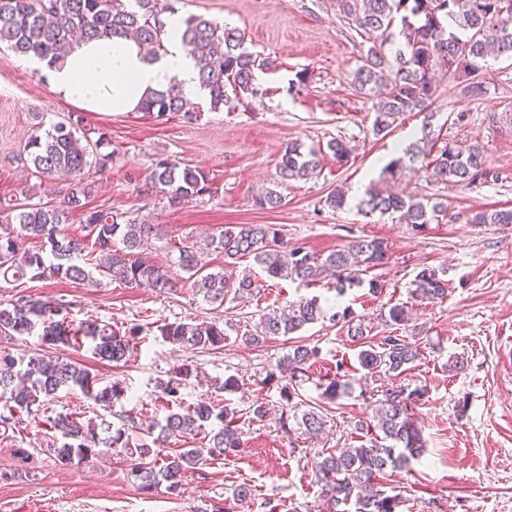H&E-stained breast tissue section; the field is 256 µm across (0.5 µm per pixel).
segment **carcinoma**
Returning a JSON list of instances; mask_svg holds the SVG:
<instances>
[{
  "label": "carcinoma",
  "instance_id": "cac0c4a2",
  "mask_svg": "<svg viewBox=\"0 0 512 512\" xmlns=\"http://www.w3.org/2000/svg\"><path fill=\"white\" fill-rule=\"evenodd\" d=\"M343 21L360 35L372 37L352 75L354 87L371 96L384 87L386 93L372 105L374 134L387 135L401 116L424 112L435 96L434 75L442 68L448 77L462 84L465 94L486 90L492 62L512 57V0H338ZM175 14L171 0H0V44L5 43L18 55H34L57 61L77 40H89L103 34H134L153 54L164 47L165 14ZM180 39L198 69L200 84L208 90L212 109L235 108L257 93L255 70L271 69L274 62L245 47V33L202 16L183 19ZM142 110L158 118L180 114L187 121L195 117V107L185 97L169 90L154 93ZM96 137H91V134ZM439 135L430 123L421 129L420 143L391 159L381 170L380 181L395 182L408 170L423 171L434 184L470 186L496 182L501 173L488 164L483 147L473 143L462 149L451 141L437 145ZM111 141L107 132L83 128V119L50 123L44 133L28 142L26 163L37 177L63 178L56 184L53 197L25 196L11 206L10 220L19 225L17 235H0V274L15 280L40 281L48 277L101 285L95 275L119 282L127 288H151L160 293L173 290L177 279L191 283L195 295L220 308L233 291L248 295L258 287V279L244 275L231 285L224 270L208 272L203 258L209 252L224 256V264L253 262L270 280L293 278L307 287H315L326 277L328 284L343 295L351 288H366L372 294L382 292L385 282L378 276L364 275L386 265L387 244L380 238L359 237L343 248L320 255L301 246L288 248L282 229L275 224H226L202 243H170L177 256L174 270L157 266L140 255L151 238L164 236L158 224L126 212L90 208L87 199L92 183L86 170H102L112 164ZM336 162L344 166L350 157L346 141L335 138L327 144ZM321 171V149L291 141L283 149L278 163L279 184L310 180ZM144 192L155 194L178 207L193 197L211 193L207 173L189 164L159 159L143 180ZM285 197L275 188L263 189L256 205L276 210ZM358 209L369 214L398 213L405 224L423 229L429 224L448 221V204L428 194H398L370 186L358 202ZM81 216L83 238L71 237L66 228L73 215ZM471 224H512V209L477 211ZM33 239L41 249L24 247ZM92 243H87V240ZM94 262L84 263V254ZM445 270L426 265L416 274L412 286L417 299L429 304L448 297ZM69 301L38 293L22 294L5 307L0 306V337L37 334L49 348L71 347L86 339L102 361L115 364L126 361L134 348L138 328L124 331L97 319L77 325L63 316ZM410 319L408 307L392 305L384 315L386 334L375 337L374 324L350 307L331 312L318 297H304L260 316L253 329L241 336L251 346H259L272 336L288 337L305 326L330 322L346 332L359 346L358 361L363 378L380 383L375 393L378 408L372 419L360 421L359 429L374 433L369 444L322 452L314 456L312 469L331 504L339 507L354 503L355 512H398L403 503L398 494H390L377 477L387 469L408 467L425 448L422 429L417 426L414 407L424 390L402 380L416 361L420 349L399 334ZM232 324L222 316L192 323H168L161 335L185 350H218L228 339ZM319 358L315 346H292L281 365L288 382L281 386L286 405L294 404L298 388L311 366ZM190 375L186 365L172 369L167 379L157 383L162 399L176 409L164 421L128 420L127 426L112 429V423L80 421L77 416L59 414L50 423V450L57 460L68 464L78 459L104 454L112 448H135L128 478L139 490L151 493L167 483L169 493L180 492L185 471L196 467L204 455L227 457L242 447L241 419L260 422L267 416L265 405L254 402L241 411L221 399L201 401L182 407L179 389ZM353 369L344 361L323 376L321 396L333 402L350 388ZM90 370L78 362L51 359L36 354L16 359L0 354V396L5 398L0 422L9 423L17 413L37 417L63 388H78L95 404L105 407L124 395L119 384L95 388ZM218 428H210L213 422ZM302 434L309 438L322 432L326 420L316 407L302 413ZM207 437L199 448H181L174 454H162L171 437L185 440Z\"/></svg>",
  "mask_w": 512,
  "mask_h": 512
}]
</instances>
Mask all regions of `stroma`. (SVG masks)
<instances>
[{
	"instance_id": "1",
	"label": "stroma",
	"mask_w": 512,
	"mask_h": 512,
	"mask_svg": "<svg viewBox=\"0 0 512 512\" xmlns=\"http://www.w3.org/2000/svg\"><path fill=\"white\" fill-rule=\"evenodd\" d=\"M175 8L184 18L201 15L242 30L250 50L275 61L274 70L257 72V95L248 105L231 109L214 110L199 102L191 122L177 114L159 119L141 111L82 113L58 97L45 76L21 67L16 54L0 49V234L14 229L7 221L9 204L40 189L24 161L37 120L56 122L78 112L85 128L104 129L112 139L110 169L90 173L96 185L90 203L162 225L165 237L153 240L145 253L150 262L169 266L171 242L199 241L227 224H276L289 242L321 254L355 236L384 239L390 255L382 270L386 286L378 294L352 288L340 296L293 279L267 281L250 300L225 299L222 311L236 333L223 349L185 351L163 339L159 328L210 316V304L190 287L159 294L114 282L98 287L0 277L2 304L22 292L62 297L71 302L66 315L73 322L99 319L138 329L129 361L118 368L97 361L90 344L58 347L57 356L87 367L100 385L120 382L124 396L107 408L81 392L63 390L50 402L47 417L78 414L110 421L116 429L130 416L163 420L166 410L157 383L182 363L196 370L180 389L183 405L219 398L220 384L231 376L239 381L238 390L227 395L232 405L245 408L259 400L269 410L264 421L244 424L237 456L204 457L183 475L176 495L163 486L144 495L132 486L127 480L131 456L124 448L74 465L60 463L46 446L45 419L17 414L10 424L0 423V512H330L311 459L326 449L364 443L356 423L374 414V400L354 385L351 393L326 405L321 439H300L296 420L280 422L277 384L264 382L287 354V342L276 337L254 348L238 336L263 311L313 295L324 306H348L375 322L393 304L409 308L403 334L419 346L422 357L406 381L426 391L416 409L426 448L408 468L382 478L401 495L400 512H512V224L464 220L475 210L512 208V122L503 115L512 104V59L495 64L490 89L478 99L460 94L447 76L437 77L433 126L458 144L484 145L489 163L503 178L473 186L403 178L397 189L448 201V223L415 230L390 216H366L357 209L358 198L378 181L382 167L419 135L424 117L408 114L386 137L373 135L371 101L350 83L364 43L340 17L336 0H176ZM301 71L307 74L305 85L298 93L289 92V80ZM460 112L467 115L462 124L455 121ZM337 137L346 138L352 148L346 165L325 155L318 177L283 188V207L268 211L255 206L257 191L276 181L278 159L288 142L323 147ZM165 157L205 170L212 194L176 209L146 196L142 179ZM335 189L345 191L347 205L336 211L322 207L321 198ZM425 265L445 269V302L427 305L413 298L412 282ZM302 340L320 351L299 390L306 403L314 404L321 394L320 378L337 361L355 362L359 348L327 324L308 326ZM458 355L464 356L465 368L450 372L448 360ZM244 482L253 494L241 499L235 491Z\"/></svg>"
}]
</instances>
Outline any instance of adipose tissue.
Wrapping results in <instances>:
<instances>
[{"label": "adipose tissue", "mask_w": 512, "mask_h": 512, "mask_svg": "<svg viewBox=\"0 0 512 512\" xmlns=\"http://www.w3.org/2000/svg\"><path fill=\"white\" fill-rule=\"evenodd\" d=\"M180 26V16L168 19L166 50L156 56L133 38L107 35L75 44L62 61L31 56L21 64L44 74L59 97L89 112H134L147 97L173 86L198 99L205 91L177 34Z\"/></svg>", "instance_id": "1"}]
</instances>
